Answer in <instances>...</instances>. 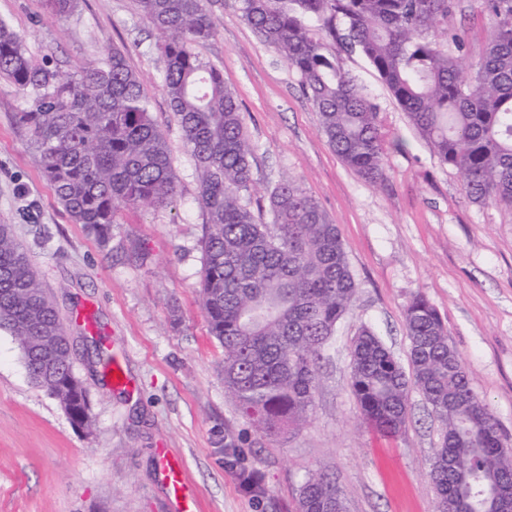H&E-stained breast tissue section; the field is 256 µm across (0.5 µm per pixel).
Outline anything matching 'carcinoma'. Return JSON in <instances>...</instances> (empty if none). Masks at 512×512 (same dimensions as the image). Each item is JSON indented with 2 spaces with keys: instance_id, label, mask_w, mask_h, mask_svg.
<instances>
[{
  "instance_id": "carcinoma-1",
  "label": "carcinoma",
  "mask_w": 512,
  "mask_h": 512,
  "mask_svg": "<svg viewBox=\"0 0 512 512\" xmlns=\"http://www.w3.org/2000/svg\"><path fill=\"white\" fill-rule=\"evenodd\" d=\"M137 2L161 37L164 89L199 175V292L210 336L224 349V394L257 432L282 437L309 417L325 346L353 309L357 283L337 225L298 185L271 192L268 223L242 202L253 149L235 92L195 51L215 35L206 0ZM45 3L59 18L79 6ZM480 5L491 30L480 61L469 66L462 35L448 28L458 0H240L247 23L300 73L329 146L357 175L384 180L385 148L378 105L342 68V53L371 66L439 162L462 175L466 197L512 208V0ZM312 26L325 37H313ZM0 79L29 100L14 121L58 203L101 246L124 209L176 201L167 138L120 48L63 72L47 56L33 61L25 37L0 20ZM44 326L64 328L12 226L0 224V327L20 339ZM405 330L407 370L370 327L353 341L351 385L364 420L399 435L409 394L418 391L440 423L427 472L435 512H498L484 491L512 482V438L474 391L448 327L421 295L406 309ZM20 348L38 386L60 403H85V385L61 389L38 353ZM224 469L252 499L267 498L233 441ZM295 512H346V503L336 481L315 471L298 490Z\"/></svg>"
}]
</instances>
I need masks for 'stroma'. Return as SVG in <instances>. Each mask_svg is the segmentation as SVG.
<instances>
[{
    "label": "stroma",
    "instance_id": "1",
    "mask_svg": "<svg viewBox=\"0 0 512 512\" xmlns=\"http://www.w3.org/2000/svg\"><path fill=\"white\" fill-rule=\"evenodd\" d=\"M451 23L478 62L490 22L478 0H459ZM216 33L197 53L237 95L254 146L243 200L268 210L293 182L337 224L358 285L357 301L325 352L310 417L267 439L224 395V352L199 298L203 213L199 177L162 83L158 33L137 0H80L61 19L41 0H0V20L27 36L36 59L62 69L121 48L139 75L171 149L176 203L121 212L107 246L73 223L38 171L28 136L14 123L28 105L0 82V224L12 225L72 336L100 335L133 384H102L83 357L74 372L88 391L90 428H75L28 377L14 336L0 329V512H175L161 458L182 469L199 512H292L308 472L343 492L348 512H433L426 472L439 424L411 393L405 431L381 437L364 423L351 389L350 348L371 326L407 363L405 311L423 295L448 326L473 387L512 437V209L470 202L461 177L441 164L359 56L342 65L375 97L385 179L372 185L329 147L300 76L244 20L239 0H207ZM141 260H133L131 251ZM245 442L246 461L269 496L256 503L224 470V444Z\"/></svg>",
    "mask_w": 512,
    "mask_h": 512
}]
</instances>
